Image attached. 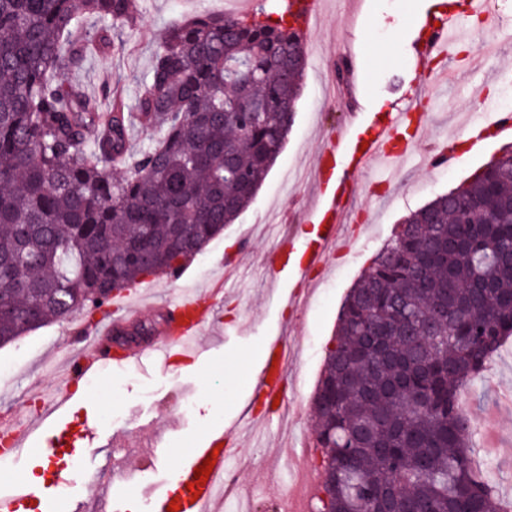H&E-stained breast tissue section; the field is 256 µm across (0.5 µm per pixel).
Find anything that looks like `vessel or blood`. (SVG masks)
<instances>
[{
	"mask_svg": "<svg viewBox=\"0 0 512 512\" xmlns=\"http://www.w3.org/2000/svg\"><path fill=\"white\" fill-rule=\"evenodd\" d=\"M439 22L437 30L418 47V62H425L432 55L446 54L450 44L458 39L461 14L456 10L453 0H447ZM415 108L414 100L404 102L395 112L378 122L369 141H362L361 137L352 135L350 129L346 128L320 151L317 165L318 200L310 209L311 217L318 222V231L315 238L303 247L302 263L315 265L327 248L336 247L342 241L351 175L371 173L374 167L380 165L399 168L407 155L405 145L398 142L401 132H408L414 142L423 138L427 122L418 117ZM491 132L512 135V114L505 112L492 124L469 127L466 136L471 149H479ZM216 298L217 294L213 291L181 296L169 311L167 327L153 344V353L166 361L197 356L200 351L199 336L211 318ZM111 302L118 315L104 320L101 325L100 332L105 337L138 318L137 308L127 302L125 293L113 294ZM104 359L99 346H81L68 362L62 388L46 399L43 417H50L59 411L67 400L69 387L79 385L82 380L94 374ZM286 360L287 355L283 352L275 358L265 357L261 369L262 379L257 389V396L264 404H272L276 396L282 395L283 364ZM36 428L33 422L23 427L13 418L0 419V432L12 438L10 461H18L19 450ZM224 441V436L220 435L203 447L192 449L186 464L168 475L164 490L155 496L156 512H168L170 503L174 501L178 502L180 512H214L223 489L224 471L233 460L232 453L223 446ZM210 458L214 459L215 464L206 484H196V468ZM82 460L81 453L72 452L69 464L56 471L55 488L51 491L36 493L34 488L20 479L0 486V512H23L27 502L37 496L42 499L44 512H82V498L64 497L57 492L59 486L75 483Z\"/></svg>",
	"mask_w": 512,
	"mask_h": 512,
	"instance_id": "vessel-or-blood-1",
	"label": "vessel or blood"
}]
</instances>
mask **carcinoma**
Wrapping results in <instances>:
<instances>
[{"instance_id": "cac0c4a2", "label": "carcinoma", "mask_w": 512, "mask_h": 512, "mask_svg": "<svg viewBox=\"0 0 512 512\" xmlns=\"http://www.w3.org/2000/svg\"><path fill=\"white\" fill-rule=\"evenodd\" d=\"M131 0H0V346L201 254L281 153L306 67L291 2L171 24L131 106L66 79ZM137 125L159 132L130 150ZM124 158L119 175L112 160ZM512 147L407 216L345 298L313 397L316 508L512 512L475 458L464 391L512 337Z\"/></svg>"}]
</instances>
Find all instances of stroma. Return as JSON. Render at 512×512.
<instances>
[{
  "label": "stroma",
  "instance_id": "stroma-1",
  "mask_svg": "<svg viewBox=\"0 0 512 512\" xmlns=\"http://www.w3.org/2000/svg\"><path fill=\"white\" fill-rule=\"evenodd\" d=\"M317 27L306 33L307 66L301 97L287 143L263 181L256 197L224 232L185 269L181 279L149 277L141 285L138 301L141 324L159 331L167 319L164 306L188 292H207L222 285L224 293L212 316V331L204 352L196 358L164 362L143 357L128 366L109 365L100 370L97 389L76 390L63 422L69 432L80 435L86 423L101 421L104 410L113 419L106 432L111 449L94 441L84 449L87 463L83 482L94 483L104 457L120 463L124 456L147 461L130 488L120 482L97 487L86 512H149V492L160 486L170 471L206 439L207 431H222L237 421L244 410L257 404L255 386L264 350L280 341L288 351L282 381L283 415L288 426L309 429L311 399L319 380L326 351L336 331L337 318L349 289L368 267L373 256L392 237L403 217L435 195L463 182L475 169L500 153L506 139L488 138L480 151L471 153L451 168L429 169L426 156L443 141L462 138L465 129L458 112L474 104L472 86L482 88L487 99H497L500 71L512 69V37L497 42L494 57L476 56V42H460L444 59V69L464 73L460 84L430 88V79L415 65L416 48L422 36L417 22H433L440 9L438 0H323ZM139 12L136 30L115 34L122 50H105L90 56L82 66L70 69L68 78L93 95L109 87L133 100L140 81L147 75L152 55L164 29L196 12H224V0H134ZM402 30L403 40L389 45L387 38ZM355 72V109L362 125L379 119L377 96H385L388 108L418 94H425V113L436 115L434 137L419 143L407 164L392 176L352 175L354 191L350 208L368 214L370 228L348 254L328 259L327 271L316 283L297 275L271 280L268 264L276 260L288 243L298 240L310 218L308 210L317 201V186L311 173L313 160L347 120L346 111L335 101L324 99L323 86L340 64ZM242 254L235 272L224 270V261ZM86 316L45 323L17 341L0 347V417L34 415L38 402L31 390H54L58 381L53 369L80 346L97 342V335L74 333ZM512 391V340L505 342L484 372L465 391L463 400L474 435L494 430L500 449L487 458L484 467L498 484H512V403L504 398ZM194 397L192 412L180 403ZM267 444L261 448H238L246 461L242 488L263 491L267 498L287 493L268 474L270 459L288 464L291 453L281 445L277 423L267 427ZM127 496L116 501L114 492Z\"/></svg>",
  "mask_w": 512,
  "mask_h": 512
}]
</instances>
